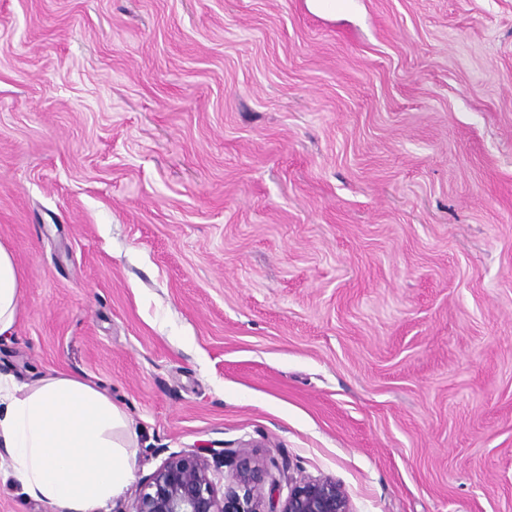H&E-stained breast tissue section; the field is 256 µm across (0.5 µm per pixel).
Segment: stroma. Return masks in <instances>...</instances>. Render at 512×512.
I'll use <instances>...</instances> for the list:
<instances>
[{"mask_svg": "<svg viewBox=\"0 0 512 512\" xmlns=\"http://www.w3.org/2000/svg\"><path fill=\"white\" fill-rule=\"evenodd\" d=\"M0 375L330 477L512 512V0H0ZM0 512H46L0 447ZM22 274L12 253L0 244V335H9L20 314Z\"/></svg>", "mask_w": 512, "mask_h": 512, "instance_id": "obj_1", "label": "stroma"}]
</instances>
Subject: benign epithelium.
I'll list each match as a JSON object with an SVG mask.
<instances>
[{
  "label": "benign epithelium",
  "instance_id": "1",
  "mask_svg": "<svg viewBox=\"0 0 512 512\" xmlns=\"http://www.w3.org/2000/svg\"><path fill=\"white\" fill-rule=\"evenodd\" d=\"M231 464L230 472L224 471ZM226 482L223 494L217 485ZM131 512H352L345 490L330 478L279 481L246 447H200L169 455L140 484Z\"/></svg>",
  "mask_w": 512,
  "mask_h": 512
}]
</instances>
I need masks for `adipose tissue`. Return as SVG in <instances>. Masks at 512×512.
Here are the masks:
<instances>
[{
	"mask_svg": "<svg viewBox=\"0 0 512 512\" xmlns=\"http://www.w3.org/2000/svg\"><path fill=\"white\" fill-rule=\"evenodd\" d=\"M22 274L0 245V335L20 314ZM124 411L89 381L63 372L20 386L0 378V447L24 491L47 512H104L133 476Z\"/></svg>",
	"mask_w": 512,
	"mask_h": 512,
	"instance_id": "adipose-tissue-1",
	"label": "adipose tissue"
}]
</instances>
